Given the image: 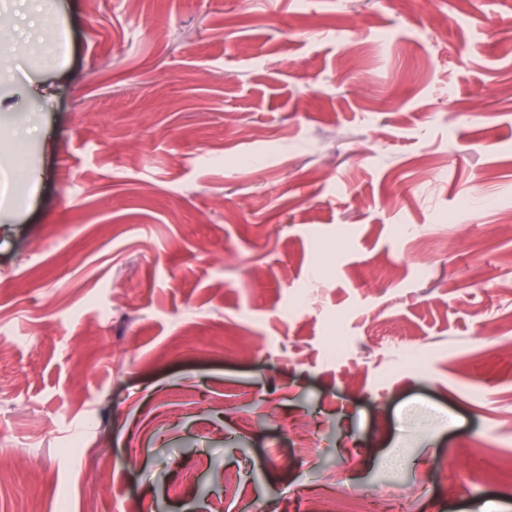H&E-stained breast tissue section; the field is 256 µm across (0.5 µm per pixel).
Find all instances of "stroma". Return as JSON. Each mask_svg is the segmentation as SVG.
<instances>
[{"label": "stroma", "instance_id": "stroma-1", "mask_svg": "<svg viewBox=\"0 0 512 512\" xmlns=\"http://www.w3.org/2000/svg\"><path fill=\"white\" fill-rule=\"evenodd\" d=\"M509 14L0 0V512H512ZM355 499L358 507L352 511L347 512H378L382 510H409L407 499H403L396 508H383L380 504L382 501L379 498L373 497L363 490H358L355 494Z\"/></svg>", "mask_w": 512, "mask_h": 512}]
</instances>
